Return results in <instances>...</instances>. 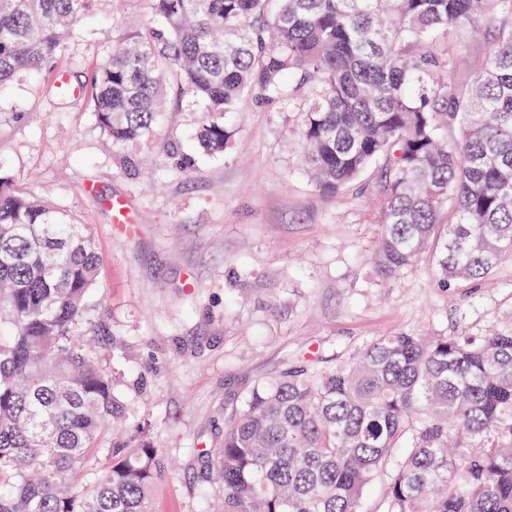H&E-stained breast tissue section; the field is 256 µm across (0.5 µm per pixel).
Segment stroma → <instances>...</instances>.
Instances as JSON below:
<instances>
[{
	"label": "stroma",
	"mask_w": 512,
	"mask_h": 512,
	"mask_svg": "<svg viewBox=\"0 0 512 512\" xmlns=\"http://www.w3.org/2000/svg\"><path fill=\"white\" fill-rule=\"evenodd\" d=\"M152 23L145 0H90L39 77L0 85V176L92 227L94 316L123 338V391L171 463L151 512H213L218 488L196 451L222 445L225 408L255 380L303 359L329 370L403 331H511L512 255L486 281L442 284L427 256L379 281L375 172L323 198L301 169L300 114L277 101L244 99L224 154L209 155L200 104L172 81L153 134L113 148L93 78L115 30ZM60 74L80 97L53 91ZM116 198L128 223L113 221Z\"/></svg>",
	"instance_id": "obj_1"
}]
</instances>
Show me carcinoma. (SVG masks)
<instances>
[{
	"instance_id": "cac0c4a2",
	"label": "carcinoma",
	"mask_w": 512,
	"mask_h": 512,
	"mask_svg": "<svg viewBox=\"0 0 512 512\" xmlns=\"http://www.w3.org/2000/svg\"><path fill=\"white\" fill-rule=\"evenodd\" d=\"M86 2L0 0V85L45 69ZM145 2L153 26L117 32L92 85L113 147L150 134L170 78L203 104L211 155L244 98H302L324 198L378 169L382 279L431 251L441 283L483 280L512 254V0ZM483 25L488 57L460 89L448 44ZM100 262L88 225L0 178V512H150L168 468L143 424L103 446L133 408L122 341L84 333ZM202 457L224 512H362L382 475L385 512H512V332H400L337 369L295 363L224 410Z\"/></svg>"
}]
</instances>
